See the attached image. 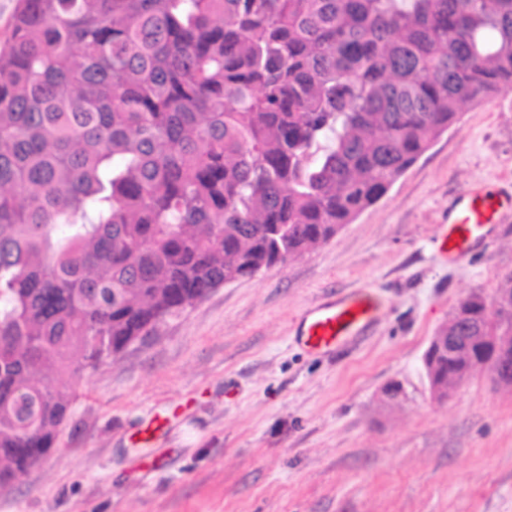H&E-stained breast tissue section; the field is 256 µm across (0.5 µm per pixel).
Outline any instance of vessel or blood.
<instances>
[{
	"label": "vessel or blood",
	"instance_id": "vessel-or-blood-1",
	"mask_svg": "<svg viewBox=\"0 0 512 512\" xmlns=\"http://www.w3.org/2000/svg\"><path fill=\"white\" fill-rule=\"evenodd\" d=\"M511 209L510 197L471 191L463 194L435 238L437 250L454 260L464 258L476 241L489 235L498 217ZM375 312L372 298L359 293L318 305L302 322L301 341L312 352L332 350L355 338L373 321Z\"/></svg>",
	"mask_w": 512,
	"mask_h": 512
}]
</instances>
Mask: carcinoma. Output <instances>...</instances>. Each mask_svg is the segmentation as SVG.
<instances>
[{"instance_id":"cac0c4a2","label":"carcinoma","mask_w":512,"mask_h":512,"mask_svg":"<svg viewBox=\"0 0 512 512\" xmlns=\"http://www.w3.org/2000/svg\"><path fill=\"white\" fill-rule=\"evenodd\" d=\"M512 90V0H18L0 48V490L72 383L379 201ZM469 295L461 382L501 324Z\"/></svg>"}]
</instances>
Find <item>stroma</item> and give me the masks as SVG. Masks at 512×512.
<instances>
[{
	"label": "stroma",
	"instance_id": "obj_1",
	"mask_svg": "<svg viewBox=\"0 0 512 512\" xmlns=\"http://www.w3.org/2000/svg\"><path fill=\"white\" fill-rule=\"evenodd\" d=\"M474 190L512 196V91L464 106L328 242L84 371L57 447L0 512H512V385L477 367L441 400L424 361L459 300L512 269L511 212L465 259L435 248ZM358 289L376 321L308 351L303 316Z\"/></svg>",
	"mask_w": 512,
	"mask_h": 512
}]
</instances>
